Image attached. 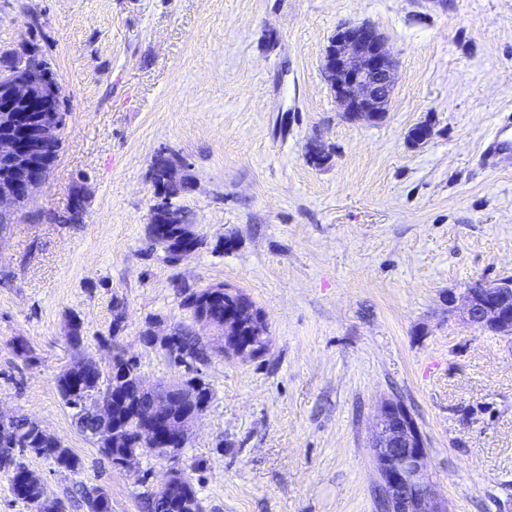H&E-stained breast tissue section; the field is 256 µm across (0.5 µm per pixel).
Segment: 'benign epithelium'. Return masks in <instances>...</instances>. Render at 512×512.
Returning a JSON list of instances; mask_svg holds the SVG:
<instances>
[{
	"label": "benign epithelium",
	"instance_id": "1",
	"mask_svg": "<svg viewBox=\"0 0 512 512\" xmlns=\"http://www.w3.org/2000/svg\"><path fill=\"white\" fill-rule=\"evenodd\" d=\"M323 70L337 102L353 119L384 118L394 88L395 63L385 50L384 38L368 22L340 28L328 45ZM59 77L47 79L41 69L21 66L8 75H0V213L13 210L30 200L41 187L36 173L41 159L31 154L27 143L36 141L44 147L54 144L64 119L59 108ZM173 151L163 147L154 157L160 168L161 181L171 184L182 179L185 159L168 163ZM151 211L162 215L161 225L175 224L181 206L174 196L158 192ZM465 313L469 322L512 340V282H482L465 291ZM200 322L220 326L224 331L222 353L230 350L239 355L232 337L240 329V315L226 309L212 308ZM146 391L158 393L155 412H146L148 424L142 441L146 449L184 448L200 413L189 412L179 418H165L167 407L161 390L141 383ZM99 416L92 430V440L103 446L117 433L103 400L95 403ZM371 452L379 474L377 489L385 512H448V503L437 496L430 481L426 442L406 407L397 400L385 401L379 411ZM187 473L174 470L157 491L169 499L172 489L186 482Z\"/></svg>",
	"mask_w": 512,
	"mask_h": 512
}]
</instances>
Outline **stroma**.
<instances>
[{"label":"stroma","mask_w":512,"mask_h":512,"mask_svg":"<svg viewBox=\"0 0 512 512\" xmlns=\"http://www.w3.org/2000/svg\"><path fill=\"white\" fill-rule=\"evenodd\" d=\"M362 21L396 62L376 123L341 111L322 68ZM32 39L68 115L44 185L0 226V412L80 459L23 454L51 495L102 487L112 512H142L176 467L203 512H380L370 444L397 397L448 512H512V341L462 302L512 276V167L482 157L512 113V0H0V50ZM423 122L433 136L412 147ZM315 139L331 154L317 168ZM162 146L189 165L181 203L202 240L178 264L147 240ZM217 284L261 311L268 352L200 366L212 397L177 461L114 467L58 375L121 352L146 384L185 378L145 336L186 325L221 345L180 293Z\"/></svg>","instance_id":"stroma-1"}]
</instances>
